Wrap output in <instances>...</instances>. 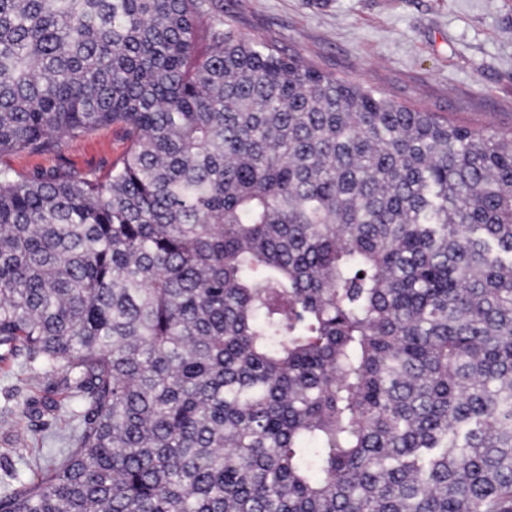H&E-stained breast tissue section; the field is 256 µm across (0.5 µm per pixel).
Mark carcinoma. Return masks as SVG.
I'll return each instance as SVG.
<instances>
[{
	"label": "carcinoma",
	"instance_id": "carcinoma-1",
	"mask_svg": "<svg viewBox=\"0 0 512 512\" xmlns=\"http://www.w3.org/2000/svg\"><path fill=\"white\" fill-rule=\"evenodd\" d=\"M0 362L74 402L0 512H512V134L224 0H0ZM129 142L120 125L101 126L77 139L63 138L57 151L45 155L15 153L3 157V165L18 173L63 168L79 173H107L124 156Z\"/></svg>",
	"mask_w": 512,
	"mask_h": 512
}]
</instances>
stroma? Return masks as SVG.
Returning a JSON list of instances; mask_svg holds the SVG:
<instances>
[{
    "label": "stroma",
    "mask_w": 512,
    "mask_h": 512,
    "mask_svg": "<svg viewBox=\"0 0 512 512\" xmlns=\"http://www.w3.org/2000/svg\"><path fill=\"white\" fill-rule=\"evenodd\" d=\"M224 20L323 72L474 129L512 133V0H224ZM129 142L119 125L62 139L45 155L0 163L25 174L63 168L107 173ZM62 418H20L22 455L0 452V484L43 456L36 438Z\"/></svg>",
    "instance_id": "35a3bbf8"
}]
</instances>
